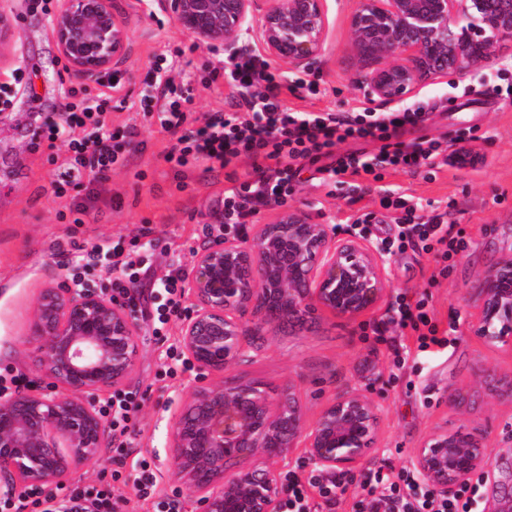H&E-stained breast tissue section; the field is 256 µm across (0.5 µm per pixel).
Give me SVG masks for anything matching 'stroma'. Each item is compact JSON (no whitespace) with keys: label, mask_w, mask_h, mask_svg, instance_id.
<instances>
[{"label":"stroma","mask_w":512,"mask_h":512,"mask_svg":"<svg viewBox=\"0 0 512 512\" xmlns=\"http://www.w3.org/2000/svg\"><path fill=\"white\" fill-rule=\"evenodd\" d=\"M125 21L130 41L122 90L114 99L137 97L159 54L180 53L181 76L189 80L198 111L227 110V92L210 89L203 80L214 68L228 66L224 52L188 35L163 16L157 4L144 0H113ZM329 52L313 64L317 95L287 104L299 111H346L367 107L361 90L352 82L355 73L370 71L350 43L348 20L356 0H327ZM22 68L38 93L24 85L14 91L7 117L0 119V368L24 373L34 388L46 378L35 365L26 342L28 320L41 289L68 284L69 268L77 248L89 249L116 242H135L137 251L154 262V277L185 269L196 249L220 230L214 208L227 183V172L204 171L197 166L176 179L165 154L175 139L149 124L133 108L112 112L113 129L136 126L142 150L128 167L117 168L101 184L102 198L83 223L59 219L68 211L70 197H56L50 183L53 167L47 149H34L38 126L56 112L77 81L61 58L52 28L31 0H0V82L13 68ZM461 82L427 79L413 100H426L433 109L422 132L447 143L449 151L472 150L474 165L459 168L443 164L432 174H384L380 187L363 200L348 205L343 186H297L290 207L308 212L313 221L329 225L337 237L352 235V222L362 214L375 217L362 237L374 243L394 232L398 213L384 208L382 188L400 191L421 203L424 215L447 212L466 244L448 264L411 250L386 255L391 283L389 296L405 292L428 299V316L448 332L447 347L419 350L417 335L389 331L377 335L374 325L387 305L354 322L321 313L288 323L269 325L254 349L231 371V378L282 390L295 381L306 422H313L340 389L368 390L379 417L374 447L375 463L407 466L429 432L438 426L455 431L489 432L494 467L482 475L475 512H495V488L512 481V401L497 395L498 377L512 375V346H486L468 326L464 301L466 285L503 256L512 254V98L462 96ZM140 350L126 388L138 407L130 421L131 448L118 452L111 446L98 459L77 468L67 479L70 487L98 485L103 470H116L121 479L113 494L119 512H155L158 500L175 497L184 512H195L188 491L171 476L170 429L184 400L198 383L196 369L168 358L169 346L180 343L181 316H171L161 331L153 318L138 316ZM406 345L410 357L398 367L394 348ZM486 369L496 378L483 377ZM460 396L457 407L448 404L449 392ZM147 459L157 474L153 497L143 498L133 485L134 464Z\"/></svg>","instance_id":"1"}]
</instances>
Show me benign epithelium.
Here are the masks:
<instances>
[{
    "instance_id": "benign-epithelium-1",
    "label": "benign epithelium",
    "mask_w": 512,
    "mask_h": 512,
    "mask_svg": "<svg viewBox=\"0 0 512 512\" xmlns=\"http://www.w3.org/2000/svg\"><path fill=\"white\" fill-rule=\"evenodd\" d=\"M326 0H158L196 40L219 43L233 58L253 32L267 56L301 66L326 56ZM60 55L73 77L123 64L128 32L112 0H59L53 21ZM349 37L376 63L355 86L381 106L415 92L423 77L463 81L494 65L512 39V0H357ZM182 287L191 308L181 325L182 352L201 374L172 438V477L201 512H280L281 468L292 448L323 475L356 474L378 435L372 398L334 394L311 426L294 384L273 396L256 384L222 377L255 347L263 328L312 309L357 320L387 294L383 254L357 236L336 238L326 224L290 208L249 235L224 236L194 252ZM471 331L487 344L512 340V255L478 274L466 289ZM28 342L40 354L49 387L0 399V495L58 481L96 457L107 416L89 395L129 380L139 348L138 323L117 296L45 288ZM487 433L436 428L411 461L421 481L446 496L492 467Z\"/></svg>"
}]
</instances>
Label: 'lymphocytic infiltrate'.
Listing matches in <instances>:
<instances>
[{
	"mask_svg": "<svg viewBox=\"0 0 512 512\" xmlns=\"http://www.w3.org/2000/svg\"><path fill=\"white\" fill-rule=\"evenodd\" d=\"M177 63V58H170L164 71L153 72L149 91L141 95L137 109L146 121L176 135V144L165 156L176 174L198 164L225 168L244 158L250 161V172L232 177L224 190L219 210L222 224H249L263 210L286 203L307 170L322 184L344 182L347 202L353 205L363 198L370 179H381L386 172L415 174L434 168L441 152L434 139L407 136L410 129L426 122L425 105L402 104L385 111H297L288 107L287 97L317 94V80L280 74L257 50L246 46L228 67L213 69L208 77L214 87L229 88L230 111L196 116L189 86L173 76ZM96 82L102 88L96 99L82 97L79 88H71L70 100L57 119L44 121L38 131L48 161L56 166L51 183L55 196L64 197L71 190L85 194L84 202L71 209L75 215L87 214L94 198L92 184L128 163L108 121L112 94L123 85L122 73H105ZM348 141L356 142V149L340 151V144ZM383 204L402 210L403 215L396 223V234L381 239V252L412 249L445 263L463 250L464 243L454 235L447 214L419 216L401 196L384 197ZM82 260L88 270L103 262L120 271L126 283L134 285L138 300L153 283L151 266L136 251L119 244L103 254L87 252ZM426 305V298L398 294L386 311V322L399 330L417 331L420 349L447 346V337L429 323ZM362 490L364 497L355 512H473L479 487L467 483L438 497L420 490L414 471L405 466L397 471L369 470ZM52 498L44 489H29L14 512H117L110 486L94 493L71 488L55 508L50 505Z\"/></svg>",
	"mask_w": 512,
	"mask_h": 512,
	"instance_id": "1",
	"label": "lymphocytic infiltrate"
}]
</instances>
